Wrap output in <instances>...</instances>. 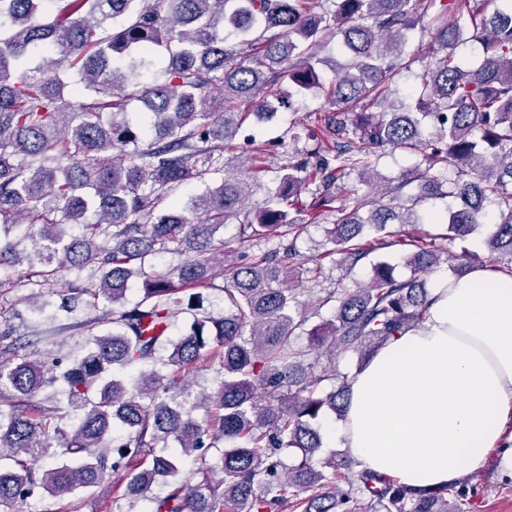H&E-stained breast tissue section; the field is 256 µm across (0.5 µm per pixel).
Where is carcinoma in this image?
I'll return each mask as SVG.
<instances>
[{
	"mask_svg": "<svg viewBox=\"0 0 512 512\" xmlns=\"http://www.w3.org/2000/svg\"><path fill=\"white\" fill-rule=\"evenodd\" d=\"M235 8L229 9V3ZM498 0H0V265H41L36 276L67 297L112 305L82 356L62 364L47 349L33 360L10 328L0 330V506L42 490L63 497L116 474L115 512H466L460 486L412 489L358 470L353 457L319 456L326 412L344 415L353 376L336 373L340 348L357 369L426 319V276L447 244L497 207L485 263L512 273V7ZM430 26L437 49L416 83L392 96L396 68L411 69L409 34ZM339 34L345 67L322 78L327 36ZM475 41L482 61L457 48ZM164 57L163 80L141 81ZM321 95L319 133L279 168L264 208H249L242 169L267 154L224 157L252 116L293 106L280 92ZM136 101L141 125L125 118ZM423 157L387 181L371 153ZM453 167L446 183L432 170ZM218 175L183 203L175 187ZM460 206L433 220L439 235H404L424 224L427 197ZM336 213L327 255L354 265L371 252L409 246L408 279L385 261L365 287L319 299L331 318L311 327L297 314L293 283H316L321 265L296 259L306 214ZM245 243L291 237L275 251L224 265L223 230ZM159 253L183 260L172 272ZM87 269L65 283V265ZM222 284H217V281ZM143 294L127 304L128 286ZM224 293V314L192 304L193 290ZM191 322L177 339L173 319ZM309 337L300 350L294 336ZM218 365L197 391L201 359ZM66 387L76 424L27 407L52 383ZM207 408L202 423L193 411ZM217 449L212 455L209 450ZM194 469L181 470L180 460ZM168 488L160 497L157 485Z\"/></svg>",
	"mask_w": 512,
	"mask_h": 512,
	"instance_id": "carcinoma-1",
	"label": "carcinoma"
}]
</instances>
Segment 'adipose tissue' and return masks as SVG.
I'll use <instances>...</instances> for the list:
<instances>
[{
    "mask_svg": "<svg viewBox=\"0 0 512 512\" xmlns=\"http://www.w3.org/2000/svg\"><path fill=\"white\" fill-rule=\"evenodd\" d=\"M512 421V275L475 268L437 282L423 324L355 372L333 426L359 468L412 488L483 467Z\"/></svg>",
    "mask_w": 512,
    "mask_h": 512,
    "instance_id": "adipose-tissue-1",
    "label": "adipose tissue"
}]
</instances>
